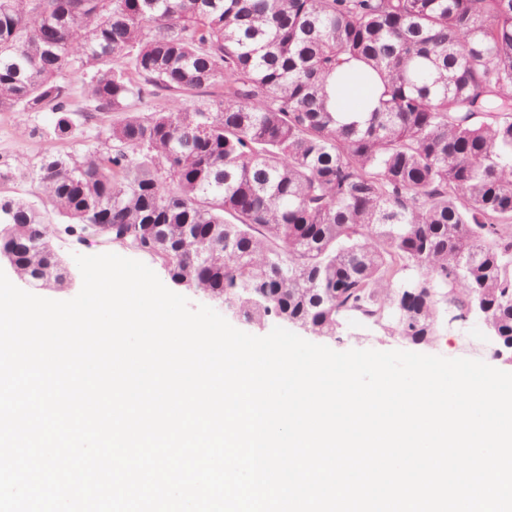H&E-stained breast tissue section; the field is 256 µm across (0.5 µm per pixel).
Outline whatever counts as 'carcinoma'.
<instances>
[{
	"instance_id": "1",
	"label": "carcinoma",
	"mask_w": 512,
	"mask_h": 512,
	"mask_svg": "<svg viewBox=\"0 0 512 512\" xmlns=\"http://www.w3.org/2000/svg\"><path fill=\"white\" fill-rule=\"evenodd\" d=\"M71 68L124 117L104 150L44 154L42 204L0 194L28 285L66 282L53 219L110 224L249 324L431 345L477 318L512 352V0H0V111L63 138ZM352 77L361 120L334 111ZM369 94V89L358 79L346 80L336 91V112H370L373 97Z\"/></svg>"
}]
</instances>
